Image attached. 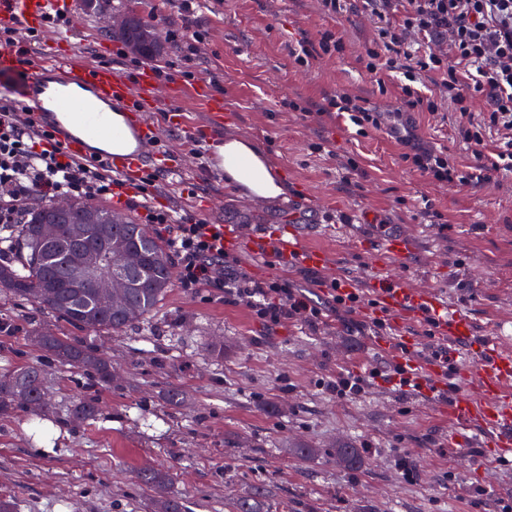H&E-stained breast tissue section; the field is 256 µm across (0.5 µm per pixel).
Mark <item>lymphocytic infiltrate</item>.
<instances>
[{
  "mask_svg": "<svg viewBox=\"0 0 512 512\" xmlns=\"http://www.w3.org/2000/svg\"><path fill=\"white\" fill-rule=\"evenodd\" d=\"M362 14L376 25L374 39L360 62L380 93L397 88L394 108L369 106L360 97L339 92L321 105L330 118L348 117L357 135L386 129L401 147L400 160L438 185L485 182L512 173V0H359ZM434 88L425 91L422 77ZM445 93L456 113V134L467 145H484L491 132H504L497 147L469 172L447 152L424 142L415 116L439 109ZM483 112H473L475 101ZM119 182L105 165L75 157L34 120L12 96L0 95V228L21 223L28 200L61 197L110 198ZM145 223L159 226L177 258L181 287L223 289L245 304L267 326L302 319L316 325L336 315L346 329L357 328L356 306L377 301L359 294L331 291L313 304L295 280H257L230 265L224 248V227L164 206L143 203Z\"/></svg>",
  "mask_w": 512,
  "mask_h": 512,
  "instance_id": "obj_1",
  "label": "lymphocytic infiltrate"
}]
</instances>
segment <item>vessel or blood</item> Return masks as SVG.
Segmentation results:
<instances>
[{
  "instance_id": "vessel-or-blood-1",
  "label": "vessel or blood",
  "mask_w": 512,
  "mask_h": 512,
  "mask_svg": "<svg viewBox=\"0 0 512 512\" xmlns=\"http://www.w3.org/2000/svg\"><path fill=\"white\" fill-rule=\"evenodd\" d=\"M53 10L71 15L77 4L75 0H0V28L42 30L46 15ZM180 93L177 86L160 90L150 68H143L131 81L55 38L45 56L32 59L29 75L20 87V101L38 127L67 151L99 159L120 183L131 187L163 158L156 149L158 128L148 120V113ZM190 94L204 104L212 126L221 128L223 100L203 81L193 84ZM116 112L123 115V127L112 125ZM251 245L273 264L286 258L310 268L332 267L325 250L303 245L280 231L253 237ZM370 291L381 307L396 316L399 340L406 347L405 354L398 357L400 363L414 361L418 340L408 327L412 320L432 318L439 340L467 349L470 360L459 368L458 395L448 408V433L456 436L464 429L478 431L484 447L512 458V353L502 350L496 337L474 335L468 313L440 301L429 289L383 276L371 280Z\"/></svg>"
}]
</instances>
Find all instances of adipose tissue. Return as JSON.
I'll list each match as a JSON object with an SVG mask.
<instances>
[{
	"instance_id": "obj_1",
	"label": "adipose tissue",
	"mask_w": 512,
	"mask_h": 512,
	"mask_svg": "<svg viewBox=\"0 0 512 512\" xmlns=\"http://www.w3.org/2000/svg\"><path fill=\"white\" fill-rule=\"evenodd\" d=\"M223 151L227 159L224 169L231 181L244 186L251 193L268 198L282 193L283 185L279 177L251 145L230 139L225 141Z\"/></svg>"
}]
</instances>
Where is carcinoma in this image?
I'll return each mask as SVG.
<instances>
[{"mask_svg":"<svg viewBox=\"0 0 512 512\" xmlns=\"http://www.w3.org/2000/svg\"><path fill=\"white\" fill-rule=\"evenodd\" d=\"M88 213L95 214L98 223L86 225L82 239H72L69 224L81 221ZM113 216L107 206L74 198L70 200L65 223L57 225L54 239L47 241L39 236L38 223L56 220L55 204L46 202L26 209L25 220L15 225L10 235L20 262L0 258V292L47 309L57 318L92 334L101 330L119 334L149 318L176 280L175 263L163 241L148 225L130 217L124 218L121 224H114ZM100 223L111 225L112 240L124 242L138 258V265L130 275L126 300L110 311L98 306L92 283L74 287L78 271L69 263L76 248L109 253V243L99 234ZM34 336L40 348L58 363L92 375L103 385L112 383V366L102 360L93 347L48 331L36 330ZM19 408L36 413L50 408L43 386V369L38 365L18 368L0 379V416H8ZM99 411L95 402L83 400L73 405L72 415L93 420ZM138 480L157 491L155 512H184L180 499L165 495L166 473L145 469L138 473Z\"/></svg>","mask_w":512,"mask_h":512,"instance_id":"1","label":"carcinoma"}]
</instances>
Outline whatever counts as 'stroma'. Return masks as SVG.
<instances>
[{
  "label": "stroma",
  "instance_id": "35a3bbf8",
  "mask_svg": "<svg viewBox=\"0 0 512 512\" xmlns=\"http://www.w3.org/2000/svg\"><path fill=\"white\" fill-rule=\"evenodd\" d=\"M112 12L154 25L164 44L152 65L199 79L216 75L224 99V126L214 131L203 105L191 96L164 104L151 118L159 144L176 160L174 176L159 174L153 203L211 224H227L242 238L295 225L307 244L326 249L334 273L366 283L394 275L442 300L466 304L477 335H502L512 346V175L492 183L431 184L399 159L386 134L356 135L352 124L321 116L318 104L345 90L381 108L394 98L380 94L359 57L374 36L364 15H325L319 0H212L195 23L208 33L196 49L175 47L170 33L182 25L172 0H111ZM340 30L341 57L311 67L294 62L298 40ZM62 35L88 57L111 58L121 75L132 70L124 43L104 19L82 10ZM310 105L299 112L283 99ZM188 114L191 132L176 125ZM448 105L422 113L418 132L447 149L461 165H473V148L454 135ZM253 146L285 185L276 198L248 195L227 174L209 173L193 153L194 140L215 136ZM327 141L328 152L314 146ZM343 155L355 157L361 174L344 178ZM434 199L444 225L426 224L415 212L422 197ZM357 216L341 232L315 233V224ZM409 240L404 260L380 256L375 237ZM252 277L298 281L312 301L326 289L302 279L300 266L269 269L257 250H231ZM81 337V330L25 302L0 298V375L32 363L44 371L51 412L20 411L0 417V496L18 512H152L154 493L137 473L160 468L188 512H232L252 500L255 512H501L512 502V461L482 448L478 433L448 440V403L442 397L377 380L355 398L339 401L324 388L337 368L368 373L393 360L368 331L350 333L335 316L311 326L291 319L266 326L244 304L205 288H170L149 319L93 343L112 363L116 379L103 386L60 366L39 349L31 332ZM220 344L223 355L211 354ZM182 394L170 403L169 390ZM95 399L97 419L77 422L69 409ZM358 449L348 467L337 449Z\"/></svg>",
  "mask_w": 512,
  "mask_h": 512
}]
</instances>
